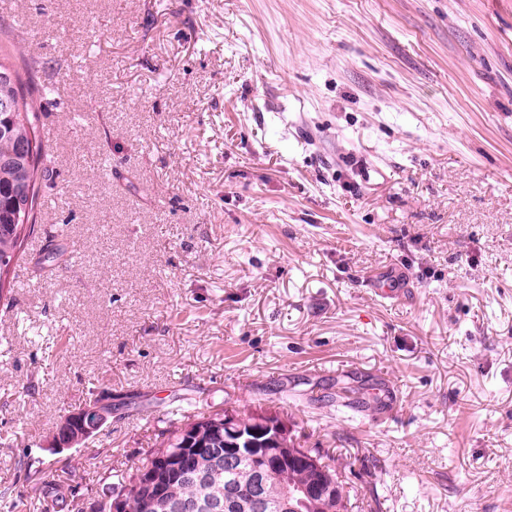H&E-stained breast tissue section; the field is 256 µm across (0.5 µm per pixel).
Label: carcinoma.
Returning a JSON list of instances; mask_svg holds the SVG:
<instances>
[{
	"instance_id": "carcinoma-1",
	"label": "carcinoma",
	"mask_w": 512,
	"mask_h": 512,
	"mask_svg": "<svg viewBox=\"0 0 512 512\" xmlns=\"http://www.w3.org/2000/svg\"><path fill=\"white\" fill-rule=\"evenodd\" d=\"M14 53L9 48L0 51V74L10 80L0 83V98H11L16 103L12 112H0V129L13 136H0V301L12 297L14 285L9 280L11 264L24 252L27 238L35 231L38 213L45 199L53 195L56 182L48 165V153L40 132V113L37 100L53 94V89L33 86L25 79L21 66L11 62ZM336 400L351 409H368L371 401L367 388L344 385L336 390ZM185 412L177 405L170 409L169 427L160 434L159 444L151 449L140 464L125 471L108 472L96 499L90 503V512H108L104 497L119 492L140 502L149 494V486L159 487L162 495L175 502H201L211 497L215 489L223 488L240 503L251 495L260 468L267 469V507L264 512H348L349 499L337 467L325 462L327 455L320 448H298L300 458L285 465L288 485L281 484L279 464L274 459L262 463L250 456L235 459L232 468L224 471L213 483L184 480L177 474L181 463L190 460V443L210 440L213 425L224 420V410L201 412L193 419L178 424L174 417ZM308 454L313 463H305L301 456ZM27 472L39 475L30 492L13 497L9 486L0 489V500L8 504V512H85L81 508L82 495L73 486H64L61 475L53 472L40 458H29L21 463ZM323 475L333 485V493L293 510V499L287 492L311 485L317 475Z\"/></svg>"
}]
</instances>
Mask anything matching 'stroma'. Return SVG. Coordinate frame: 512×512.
Listing matches in <instances>:
<instances>
[{"label": "stroma", "instance_id": "1", "mask_svg": "<svg viewBox=\"0 0 512 512\" xmlns=\"http://www.w3.org/2000/svg\"><path fill=\"white\" fill-rule=\"evenodd\" d=\"M17 26L68 194L0 304V486L92 387L156 412L63 452L89 498L174 397L287 391L351 512H512V0H6ZM357 378L382 409L323 402Z\"/></svg>", "mask_w": 512, "mask_h": 512}]
</instances>
